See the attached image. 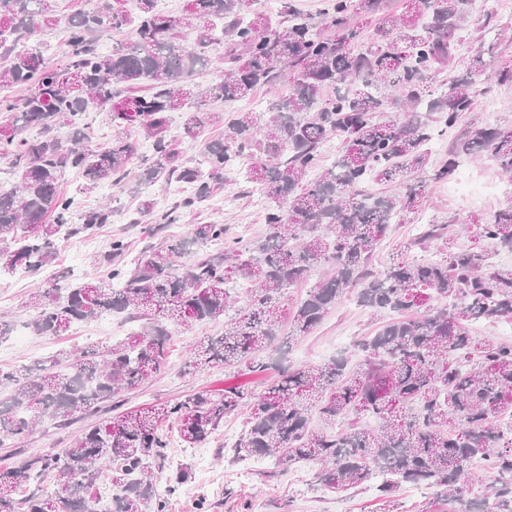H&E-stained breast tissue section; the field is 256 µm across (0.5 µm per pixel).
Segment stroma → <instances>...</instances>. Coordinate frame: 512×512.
I'll return each mask as SVG.
<instances>
[{"instance_id": "stroma-1", "label": "stroma", "mask_w": 512, "mask_h": 512, "mask_svg": "<svg viewBox=\"0 0 512 512\" xmlns=\"http://www.w3.org/2000/svg\"><path fill=\"white\" fill-rule=\"evenodd\" d=\"M88 0H57L56 24L42 28L27 41L26 46L40 51L45 58L61 60L64 52L61 28L75 10L86 7ZM469 23L462 32L465 50L455 53L454 60L443 68L440 78L463 74L469 59L479 55L491 63H512V0H471ZM475 109L464 115L460 124L446 134L436 137L431 145L429 166L443 163L455 142L470 130L472 124L512 127V83L494 81L477 82L474 87ZM251 157H242L235 170L224 182L220 199L223 208L214 202L181 214L173 224L148 228L141 223L137 212L141 198L154 202L155 213H163L186 196L187 191L176 181H161L144 188L136 197L118 186L98 187L86 192L84 179L79 171H67L63 187L75 196L78 210L84 211L101 204H111L113 211L122 215L121 222L103 225L93 236L94 250H85L82 237L61 242L57 257L49 273L28 276L24 279H0V321L23 327L32 310L25 302L30 295L44 288L47 279L67 282L78 276L93 274L91 262L109 249L113 236H123L130 254H138L146 247L166 242L174 243L191 236L195 224H221L228 236L258 239L267 233L263 211L255 201L259 192L248 182L245 172ZM471 184L470 193L457 192L453 182L429 185L413 222L392 225L371 257L374 269L381 270L403 258L434 259L440 252L439 242L421 240L427 225L440 224L448 218L470 221L478 214L489 215L512 202V178L501 173L488 157L463 162L455 179ZM386 321L385 316L373 314L361 307L356 294H346L322 320L311 334L294 341L285 357L284 366L296 367L318 364L343 355L350 363H358L362 355L357 348L359 341L375 332ZM223 320H216L193 327L192 330L175 332L170 342L168 360L164 369L150 382L128 391L127 406L161 404L185 398L202 390L220 391L233 385H248L261 389L270 381L274 370L258 373H241L237 369L204 367L185 372L184 363L189 346L206 336L223 333ZM109 320L79 323L63 336L26 335L7 354L0 356V368L22 370L37 359L59 350H88L112 341ZM86 419H77L67 425L48 421L31 435L19 439L0 440V464L16 466L37 453H48L64 448L86 426ZM187 467L188 483L196 488L195 497L175 493L170 500L169 512H198L199 502H206L208 512H442L432 490L401 487L390 506H383L376 492L367 486H358L341 493L321 490L315 483L316 466L299 463L291 466L275 465L273 461H251L248 476H240L239 461L224 446L223 432L213 434L204 447L186 448L181 443H171L162 468L155 471L157 489H165L166 478L177 467Z\"/></svg>"}]
</instances>
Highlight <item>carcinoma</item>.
<instances>
[{"instance_id":"1","label":"carcinoma","mask_w":512,"mask_h":512,"mask_svg":"<svg viewBox=\"0 0 512 512\" xmlns=\"http://www.w3.org/2000/svg\"><path fill=\"white\" fill-rule=\"evenodd\" d=\"M55 2L0 0V90L23 91L0 96V161L17 175L0 189V273L37 274L56 259L60 239L111 223L107 205L72 223L75 201L62 177L81 171L85 191L121 182L139 133L153 139L154 154L139 163L136 185L176 179L194 186L176 210L209 201L237 158L255 156L247 179L268 200L269 234L248 241L227 236L222 224H195L191 243L220 251L181 272L175 259L185 243L150 246L129 260L127 242L114 238L98 260L105 274L30 297L36 314L27 327L37 336H63L75 323L124 312L145 324L98 349L57 351L22 373L0 369V438L108 405V415L68 447L0 469V512H99L103 477L119 490L112 512H168L187 474L177 470L166 493L157 492L151 469L165 459L170 439L163 425L185 447L198 448L234 414L244 416L237 457L313 462L325 489L372 485L386 502L410 484L436 489L448 512H512V345L470 331L476 322L512 321V267L490 265L492 250H512V204L472 223V248H456L449 225L432 224L422 238L444 242L439 259L368 268L390 226L409 222L422 190L407 184L401 197L371 195L363 184L425 171L438 130L431 116L444 133L474 110L473 86L487 71L481 57L432 87L460 42L469 0H405L401 13L383 15L378 0H325L327 36L293 0H279L275 26L261 0H188L179 16L159 10L158 0H137L135 38L108 53L94 37L128 25L126 0H96L69 17L59 65L20 46L49 24ZM358 16L372 38L355 52L349 43ZM214 18L224 19L218 33ZM184 27L196 32L192 46L180 43ZM214 44L224 47L228 69L203 87L194 77L212 65ZM282 80L289 88L265 122L258 112L226 119L207 110L210 102L243 100ZM187 105L182 138H167L168 114ZM92 106L112 114V140L102 150L86 144ZM214 125L222 127L216 136ZM57 126L71 129L68 145L51 135ZM30 128L42 137H28ZM333 136L339 154L321 171V148ZM184 142L200 147L207 170L181 161ZM486 154L512 173L511 127H473L429 180L444 182L461 162ZM319 269L325 273L304 296L285 302L288 289ZM240 279L249 283L248 298L237 308L233 284ZM354 289L359 305L395 314L360 343L362 368L352 371L337 357L284 369L259 392L240 385L122 409L123 392L165 366L170 332L163 321L185 329L224 318V333L201 341L188 365L262 372L268 362L258 353L284 354L293 337L311 333ZM435 298L450 306L431 305ZM345 417L350 426L331 431ZM476 458L489 482L470 498L473 482L465 475ZM51 475L54 491H30Z\"/></svg>"}]
</instances>
